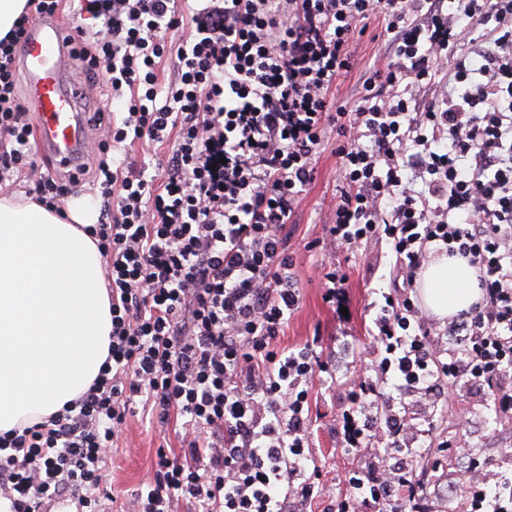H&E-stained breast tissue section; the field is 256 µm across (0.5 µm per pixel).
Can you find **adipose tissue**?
Masks as SVG:
<instances>
[{
	"label": "adipose tissue",
	"instance_id": "1",
	"mask_svg": "<svg viewBox=\"0 0 512 512\" xmlns=\"http://www.w3.org/2000/svg\"><path fill=\"white\" fill-rule=\"evenodd\" d=\"M97 217L87 197L61 213L0 197V434L80 396L108 355L102 258L83 231ZM477 275L458 256L426 265L417 281L424 308L440 318L468 310L480 296Z\"/></svg>",
	"mask_w": 512,
	"mask_h": 512
}]
</instances>
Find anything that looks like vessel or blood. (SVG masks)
Returning <instances> with one entry per match:
<instances>
[{"label":"vessel or blood","instance_id":"b4317fda","mask_svg":"<svg viewBox=\"0 0 512 512\" xmlns=\"http://www.w3.org/2000/svg\"><path fill=\"white\" fill-rule=\"evenodd\" d=\"M77 44L72 22L44 19L31 28L20 56L36 118L38 149L51 160L53 169H67L74 175L80 172L94 125L82 91L73 88L69 78L81 62Z\"/></svg>","mask_w":512,"mask_h":512}]
</instances>
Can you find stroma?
I'll list each match as a JSON object with an SVG mask.
<instances>
[{"mask_svg": "<svg viewBox=\"0 0 512 512\" xmlns=\"http://www.w3.org/2000/svg\"><path fill=\"white\" fill-rule=\"evenodd\" d=\"M387 42L381 26L370 23L353 45L355 67L341 82L339 96L355 93L365 67L385 63ZM338 167L339 160L332 149H324L317 162L316 178L287 224L285 239L295 258L293 273L301 288V302L276 344L293 351L314 343L316 351L332 364L338 376L348 378L355 372H369L376 359L370 337L372 303L380 301L382 291L390 288L412 296L418 290L408 287L405 277L394 272V260L386 244L372 240L336 253L348 274L347 316H338L323 301L317 262L329 247L323 220L336 203ZM346 394L343 385L329 387L317 382L311 389L312 454L323 489L322 497L311 505L313 512H326L331 501L344 495L347 472L369 460L365 450L347 451L338 445L335 429L347 405ZM404 407L414 426L425 432L419 440L422 456L412 469L424 487L431 512H452L448 509V491L465 481L473 462L482 464L494 485L501 475L512 472V414L500 412L491 392L460 381L446 385L435 399L407 398ZM444 441L450 443V451L442 457L439 467L428 466L432 445ZM164 444L179 448L176 422L161 423L139 415L129 419L107 469V490L124 512H130L136 494L151 479L156 450Z\"/></svg>", "mask_w": 512, "mask_h": 512, "instance_id": "35a3bbf8", "label": "stroma"}]
</instances>
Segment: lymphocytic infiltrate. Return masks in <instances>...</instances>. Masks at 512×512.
Instances as JSON below:
<instances>
[{
  "instance_id": "obj_1",
  "label": "lymphocytic infiltrate",
  "mask_w": 512,
  "mask_h": 512,
  "mask_svg": "<svg viewBox=\"0 0 512 512\" xmlns=\"http://www.w3.org/2000/svg\"><path fill=\"white\" fill-rule=\"evenodd\" d=\"M60 6L27 0L0 39V185L27 173L51 210L74 182L41 171L16 61L30 14ZM77 12L100 22L80 29L79 56L121 105L97 120L102 153L142 139L170 153L159 182L99 164L104 208L85 231L104 260L108 356L79 398L0 435L6 512L63 497L101 512L107 450L140 404L185 434L181 452L157 449L135 512H288L320 497L309 390L336 375L312 345L275 342L301 300L283 229L331 132L333 246L383 241L412 275L440 254L479 271L480 301L448 324L450 353L411 299L380 306L374 374L351 381L336 427L343 448L375 460L349 471L331 512H426L406 464L413 425L380 386L499 389L512 371V0H79ZM374 17L390 59L366 68L356 99H333ZM178 28L189 36L175 44ZM465 499L469 512H512V491H489L475 470Z\"/></svg>"
}]
</instances>
